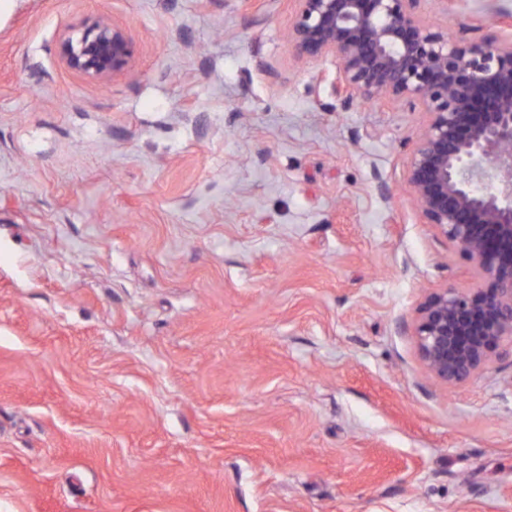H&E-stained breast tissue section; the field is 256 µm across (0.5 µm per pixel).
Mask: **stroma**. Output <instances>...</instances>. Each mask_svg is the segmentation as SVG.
Here are the masks:
<instances>
[{
	"mask_svg": "<svg viewBox=\"0 0 512 512\" xmlns=\"http://www.w3.org/2000/svg\"><path fill=\"white\" fill-rule=\"evenodd\" d=\"M512 41V0H419ZM292 0L0 9V512H512V357L455 388L412 324L470 264L341 107ZM128 31L131 70H69ZM60 55L68 69L97 79L127 71L133 62L127 31L108 18H99L79 36L65 38Z\"/></svg>",
	"mask_w": 512,
	"mask_h": 512,
	"instance_id": "obj_1",
	"label": "stroma"
}]
</instances>
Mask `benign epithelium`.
I'll return each instance as SVG.
<instances>
[{"instance_id":"1","label":"benign epithelium","mask_w":512,"mask_h":512,"mask_svg":"<svg viewBox=\"0 0 512 512\" xmlns=\"http://www.w3.org/2000/svg\"><path fill=\"white\" fill-rule=\"evenodd\" d=\"M417 2L296 0L289 42L300 58L336 61L342 106L391 100L429 116L407 183L476 282L428 296L413 336L425 368L452 388L512 351V42L452 37L424 22ZM60 55L97 79L133 62L127 31L107 18L65 38Z\"/></svg>"}]
</instances>
